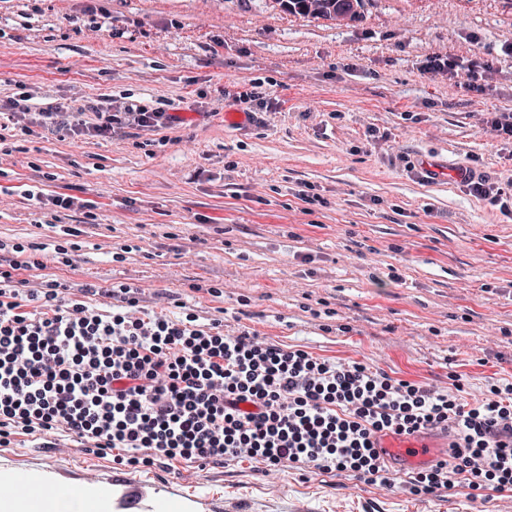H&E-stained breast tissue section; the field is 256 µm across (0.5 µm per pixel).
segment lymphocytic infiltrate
Returning <instances> with one entry per match:
<instances>
[{"label":"lymphocytic infiltrate","instance_id":"1","mask_svg":"<svg viewBox=\"0 0 512 512\" xmlns=\"http://www.w3.org/2000/svg\"><path fill=\"white\" fill-rule=\"evenodd\" d=\"M106 122L80 120L73 135L114 125L167 128L179 116L113 102ZM11 278L0 279V438L59 428L124 449L123 464L183 457L223 464L248 454L270 468L311 466L394 484L372 439L453 430L428 483L452 489L467 475L512 484V401L466 408L446 394L394 386L361 365L317 363L302 351L221 336L166 317L132 318L60 303L23 310Z\"/></svg>","mask_w":512,"mask_h":512}]
</instances>
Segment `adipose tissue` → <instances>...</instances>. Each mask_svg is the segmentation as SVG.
<instances>
[{
    "mask_svg": "<svg viewBox=\"0 0 512 512\" xmlns=\"http://www.w3.org/2000/svg\"><path fill=\"white\" fill-rule=\"evenodd\" d=\"M11 482V477L0 475V512H111V500L107 497L79 491L52 498L17 496L4 491Z\"/></svg>",
    "mask_w": 512,
    "mask_h": 512,
    "instance_id": "adipose-tissue-1",
    "label": "adipose tissue"
}]
</instances>
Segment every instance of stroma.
I'll return each mask as SVG.
<instances>
[{
  "instance_id": "35a3bbf8",
  "label": "stroma",
  "mask_w": 512,
  "mask_h": 512,
  "mask_svg": "<svg viewBox=\"0 0 512 512\" xmlns=\"http://www.w3.org/2000/svg\"><path fill=\"white\" fill-rule=\"evenodd\" d=\"M512 0H365L335 23L272 0H0V269L89 309L162 314L478 406L512 385V213L462 170L512 181ZM479 58L466 79L434 54ZM269 101L232 126L240 92ZM129 101L185 124L69 136L43 112ZM72 198L69 208L55 197ZM93 284L99 295H85ZM15 431L0 473L53 497L95 479L112 512H512V485H395L260 458L118 464ZM488 62L478 60H461L455 56L435 54L426 61L424 70L431 73L449 75L458 77L465 74L468 81L476 82L478 80L479 69H488Z\"/></svg>"
}]
</instances>
